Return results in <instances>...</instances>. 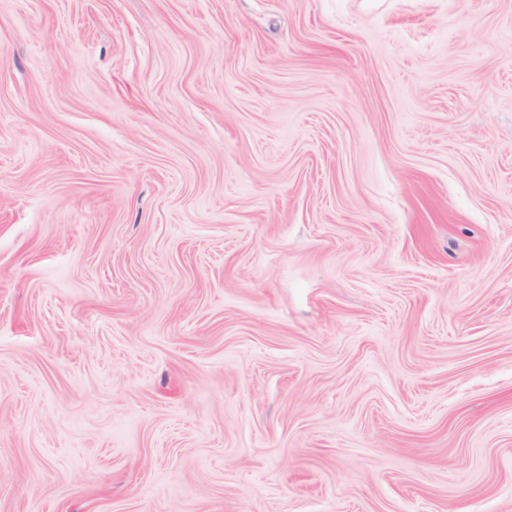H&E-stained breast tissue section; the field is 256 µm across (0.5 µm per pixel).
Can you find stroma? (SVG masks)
I'll return each mask as SVG.
<instances>
[{"instance_id":"1","label":"stroma","mask_w":512,"mask_h":512,"mask_svg":"<svg viewBox=\"0 0 512 512\" xmlns=\"http://www.w3.org/2000/svg\"><path fill=\"white\" fill-rule=\"evenodd\" d=\"M0 512H512V0H0Z\"/></svg>"}]
</instances>
